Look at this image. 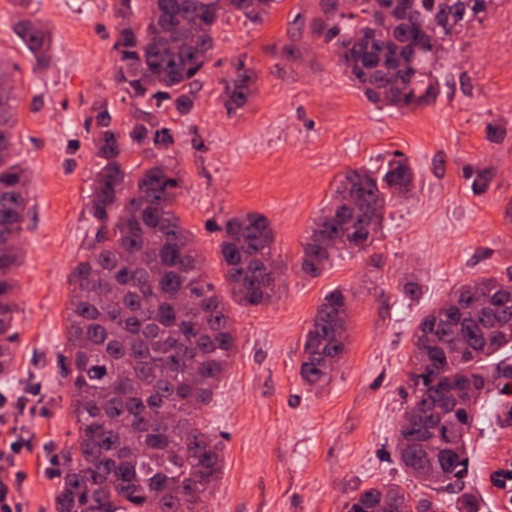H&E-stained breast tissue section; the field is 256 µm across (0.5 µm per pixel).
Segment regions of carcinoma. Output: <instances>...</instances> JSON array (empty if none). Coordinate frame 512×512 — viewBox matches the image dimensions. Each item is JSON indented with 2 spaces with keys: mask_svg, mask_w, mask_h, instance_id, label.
<instances>
[{
  "mask_svg": "<svg viewBox=\"0 0 512 512\" xmlns=\"http://www.w3.org/2000/svg\"><path fill=\"white\" fill-rule=\"evenodd\" d=\"M119 64L112 82L139 111L135 123L112 126L109 104L96 103L95 137L101 159L90 194L93 233L71 273L66 347L69 390L78 426L63 454L57 512H206L220 484L224 459L205 415L213 391L237 351L234 319L209 281L192 234L181 224L180 171L165 158L130 167L132 144L173 143L154 113L189 112V91L214 47L224 16L260 25L280 0H146L142 18L132 0H119ZM311 34L336 56L348 79L373 103L414 110L435 100L439 79L431 66L468 36L498 0H317ZM17 35L34 72L51 63L48 25L14 0ZM256 74L246 58L230 62L221 98L235 112L255 95ZM14 70L0 74V376L14 366L18 311L19 242L29 223L28 167L19 158ZM465 178L483 195L489 169L476 164ZM415 188L409 159L400 153L385 167L347 170L302 245L301 269L315 277L345 252L372 246L386 208ZM355 198L358 206L345 209ZM275 235L261 213L224 216L218 254L224 285L240 306L262 307L275 295L279 269L271 268ZM482 277L451 290L455 304L425 313L413 334L411 391L396 434L398 460L431 488L463 485L470 432L483 418L485 396L512 381V290ZM349 294L329 291L307 329L299 364L312 387L330 382L347 346ZM454 512H484L481 497L448 498ZM443 501L414 498L400 486H366L344 504L346 512H438Z\"/></svg>",
  "mask_w": 512,
  "mask_h": 512,
  "instance_id": "cac0c4a2",
  "label": "carcinoma"
}]
</instances>
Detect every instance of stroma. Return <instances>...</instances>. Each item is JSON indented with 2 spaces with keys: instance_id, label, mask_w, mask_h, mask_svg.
<instances>
[{
  "instance_id": "1",
  "label": "stroma",
  "mask_w": 512,
  "mask_h": 512,
  "mask_svg": "<svg viewBox=\"0 0 512 512\" xmlns=\"http://www.w3.org/2000/svg\"><path fill=\"white\" fill-rule=\"evenodd\" d=\"M316 7L280 0L261 25L225 19L194 109L157 115L174 139L167 152L182 177L178 213L214 286L224 285L218 243L230 213L268 218L280 270L270 304L226 303L237 353L212 409L224 477L207 512H344L345 501L371 485L432 497L396 454L413 332L456 285L512 275V0H500L438 61L448 83L436 103L404 112L370 103L311 38ZM28 11L51 28L56 55L33 73L12 0H0V59L15 65L21 87L16 130L33 207L15 274L14 371L0 384V484L16 512H56L58 461L78 436L65 377L66 312L71 271L92 233V106L107 100L118 129L132 112L112 81L116 0H29ZM238 57L252 64L256 93L228 112L219 97ZM491 124L503 131L494 142L486 138ZM397 152L418 180L411 197L388 206L383 236L365 254L303 275L302 244L341 175L382 166ZM476 163L493 173L480 197L468 195L463 179ZM411 279L419 289L409 296L402 288ZM339 286L351 291L347 351L332 382L317 390L299 375L304 338L320 301ZM497 405L488 399L487 420L470 434L465 489L484 499V512H502L489 467L499 449L512 448V426L494 419Z\"/></svg>"
}]
</instances>
